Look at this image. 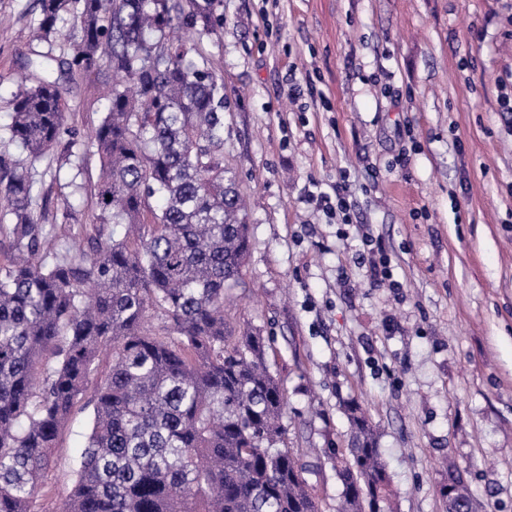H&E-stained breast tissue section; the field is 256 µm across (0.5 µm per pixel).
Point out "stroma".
<instances>
[{"label":"stroma","instance_id":"35a3bbf8","mask_svg":"<svg viewBox=\"0 0 512 512\" xmlns=\"http://www.w3.org/2000/svg\"><path fill=\"white\" fill-rule=\"evenodd\" d=\"M38 0H0V125L35 43ZM224 162L246 194L250 246L226 291L231 327L260 330L286 395L283 423L322 512L342 485L344 407L366 413L394 512H448L462 472L475 512H512V0H224ZM312 91L293 104L287 71ZM107 69L76 75L68 121L102 117ZM409 156L407 169L398 156ZM62 150L37 165L45 223L61 222ZM70 246L86 247L100 162ZM345 180L355 223L310 198ZM390 276L369 280L368 241ZM91 408L60 432L39 512L74 482Z\"/></svg>","mask_w":512,"mask_h":512}]
</instances>
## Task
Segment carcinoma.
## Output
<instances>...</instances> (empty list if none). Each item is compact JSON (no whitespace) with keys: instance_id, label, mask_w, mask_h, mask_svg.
<instances>
[{"instance_id":"1","label":"carcinoma","mask_w":512,"mask_h":512,"mask_svg":"<svg viewBox=\"0 0 512 512\" xmlns=\"http://www.w3.org/2000/svg\"><path fill=\"white\" fill-rule=\"evenodd\" d=\"M39 5L36 40L66 51L27 57L0 135V512H32L82 401L92 426L60 512H321L285 442L264 338L224 321L249 232L208 49L223 0ZM103 62V117L86 137L68 124L67 94ZM60 144L101 161L92 234L75 251L36 213L35 164ZM347 413L354 447L328 449L342 512H384L373 430L358 406ZM470 508L460 481L448 512Z\"/></svg>"}]
</instances>
